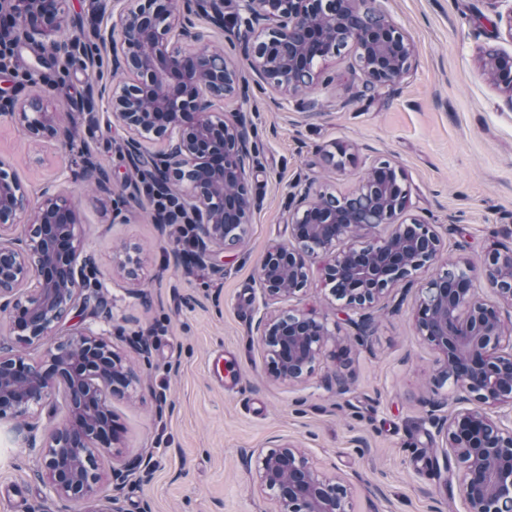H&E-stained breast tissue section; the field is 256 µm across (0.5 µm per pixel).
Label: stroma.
Masks as SVG:
<instances>
[{"label": "stroma", "instance_id": "35a3bbf8", "mask_svg": "<svg viewBox=\"0 0 512 512\" xmlns=\"http://www.w3.org/2000/svg\"><path fill=\"white\" fill-rule=\"evenodd\" d=\"M415 44L414 67L402 82L366 93L353 47L320 66L307 93L322 109L298 99L273 103L268 87L246 80L224 111L245 113L252 159L247 173L257 206L238 249L216 251L212 267L175 263L173 225L156 224L148 196L130 208L123 182L142 184L154 170L160 144L142 146L140 163L123 149L126 133L109 123L108 95L93 98L97 123L73 103L87 87L108 88L125 76L112 54L95 61L76 55L66 63L21 42L0 65V94L15 99L54 92V105L76 126L72 156L30 139L0 111V160L39 201L47 182L71 192L94 266L88 288L112 307L111 323L84 313L68 318L105 334L140 377L129 396L110 399L122 426L119 459L104 471L143 461L149 478L131 474L120 492L123 512H275L258 488L251 453L298 444L322 473L352 486L351 512H464L459 479L443 457L441 436L429 420L430 401L456 405L452 386L434 390L436 350L417 333L412 308L419 287L435 274L418 271L412 286L395 288L369 309L371 328L357 339L345 314L334 313L319 279L281 308L312 303L334 313L349 353V387H327L335 365L324 359L301 383L268 380L255 331L264 313L257 268L267 248L288 238V207L305 186L340 196L355 191L373 166L390 163L405 176L410 206L403 219L432 225L444 259L487 260L498 245H512V107L481 74L477 55L495 46L512 54L488 0H375ZM354 156L339 168L321 156L331 144ZM92 157L113 189L86 187L76 158ZM137 252V287L112 271L118 252ZM149 345L141 354L139 342ZM240 367L237 388L220 387L211 368L218 351ZM15 419L0 418V512H77L66 499H48L35 454L20 447Z\"/></svg>", "mask_w": 512, "mask_h": 512}]
</instances>
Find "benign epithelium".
<instances>
[{
  "label": "benign epithelium",
  "mask_w": 512,
  "mask_h": 512,
  "mask_svg": "<svg viewBox=\"0 0 512 512\" xmlns=\"http://www.w3.org/2000/svg\"><path fill=\"white\" fill-rule=\"evenodd\" d=\"M65 0H0V44L24 41L48 50L57 61L85 51L80 20ZM139 0L122 9L117 21L95 36L112 46V67L130 80L111 91L113 119L128 132L126 147L137 157L141 138L153 135L164 146L157 179L162 188L185 189L198 225L194 262L204 264L214 249H234L246 237L255 202L247 185L251 156L243 113L217 111L245 81L238 61L215 53L209 34L191 19L205 11L216 27L241 37L240 56L257 80L282 97L314 85L315 63L353 44L367 85L395 86L412 70L416 46L374 0ZM487 80L512 106V55L488 47L480 55ZM52 90L21 100L11 116L32 138L50 139L72 154L73 129L49 105ZM330 166L352 159L347 149L323 150ZM389 174L363 179L349 196L303 188L288 214L290 239L272 244L260 260L257 278L265 301L302 292L313 267L330 285L340 308L360 313L352 325L364 334L363 310L391 289L409 286L423 268L440 266L437 235L412 218L395 224L385 238L357 243L376 219L394 224L409 206ZM21 224L22 237L9 230ZM81 214L70 193L46 186L31 207L24 188L0 161V417L20 420L39 461L49 497L74 503L98 502L94 512H123L119 491L125 471L112 470V489L102 482L101 461L119 454L122 427L111 414L106 393L124 396L139 381L112 342L91 327L59 333L74 311L88 307L87 269ZM135 281L139 258L124 252L116 261ZM484 277L504 305L482 299L474 288ZM413 318L421 337L439 353L434 390L450 382L464 407L438 420L445 460L459 477L465 512H512V247L497 249L479 270L463 259L438 271L420 289ZM255 330L266 356V374L279 383L308 378L329 356L339 365L338 390L346 389L347 348L330 326L328 314L293 309L265 312ZM17 344L44 346L33 363ZM67 390V413L48 436L37 439L32 409ZM261 492L277 512H349L350 488L319 472L302 449L282 444L256 458Z\"/></svg>",
  "instance_id": "obj_1"
}]
</instances>
